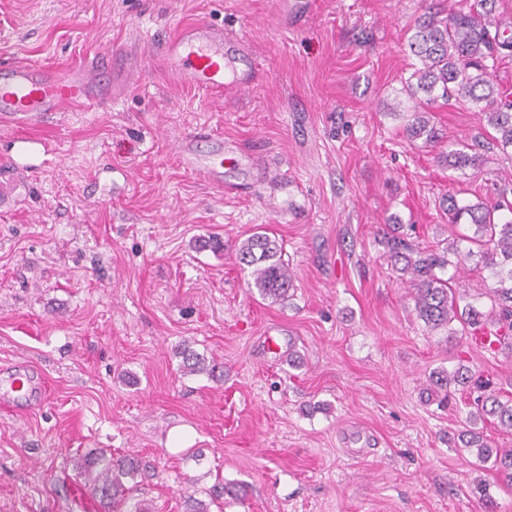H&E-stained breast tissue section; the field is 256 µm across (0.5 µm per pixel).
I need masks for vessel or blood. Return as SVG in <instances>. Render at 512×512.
Instances as JSON below:
<instances>
[{"label": "vessel or blood", "instance_id": "vessel-or-blood-1", "mask_svg": "<svg viewBox=\"0 0 512 512\" xmlns=\"http://www.w3.org/2000/svg\"><path fill=\"white\" fill-rule=\"evenodd\" d=\"M160 68L178 85L200 92H223L224 32L210 24H193L166 40L157 54L127 57L105 50L90 62L65 70L31 64L16 58L0 63V124L18 128L19 146L31 143L26 129L32 124L72 111L83 104L104 105L147 70ZM182 168L204 181H221L223 153L203 157L195 138L183 136L177 145Z\"/></svg>", "mask_w": 512, "mask_h": 512}]
</instances>
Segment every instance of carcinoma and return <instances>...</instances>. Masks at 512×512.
Returning <instances> with one entry per match:
<instances>
[{
  "label": "carcinoma",
  "instance_id": "obj_1",
  "mask_svg": "<svg viewBox=\"0 0 512 512\" xmlns=\"http://www.w3.org/2000/svg\"><path fill=\"white\" fill-rule=\"evenodd\" d=\"M500 0H458V6L445 9L430 5L409 29L407 44L417 59L411 73L401 81L400 94L412 102L413 118L406 126L409 138L436 143L438 132L426 114L440 102L453 98L471 102L485 114L496 131L493 145L512 149V94L497 88L493 73L498 63L512 56V16L499 10ZM479 141L459 140L448 144L438 162L456 170L476 167L483 158L474 152ZM442 208L451 223L473 227L472 235L454 239L443 250L421 249L401 232L399 218L391 216L382 229L381 243L393 267L401 273V283L412 291L415 310L424 324L437 329L458 321L473 333L476 344L485 351L492 346L512 354V203L505 193L491 201L462 204L454 194L442 199ZM238 264L251 269L254 286L260 294L275 301L288 298L293 275L281 258V248L265 232L249 236L236 252ZM476 261L490 272L492 284L473 295L452 288L459 270ZM186 373L213 374L215 365L190 346L178 351ZM433 384L448 390L455 386L472 397L474 409L462 420L458 438L464 448L476 449L480 465H490L498 482L512 488V448H491L477 428L478 422L493 423L512 430V402L501 399V392L490 389L482 375L460 363L452 371L435 373ZM79 475L91 495L109 512H143L136 499L137 478L142 463L121 455L108 459L89 453L77 463Z\"/></svg>",
  "mask_w": 512,
  "mask_h": 512
}]
</instances>
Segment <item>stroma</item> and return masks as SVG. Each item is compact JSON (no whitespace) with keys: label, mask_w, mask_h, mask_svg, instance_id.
I'll return each mask as SVG.
<instances>
[{"label":"stroma","mask_w":512,"mask_h":512,"mask_svg":"<svg viewBox=\"0 0 512 512\" xmlns=\"http://www.w3.org/2000/svg\"><path fill=\"white\" fill-rule=\"evenodd\" d=\"M425 0H0V60L72 66L138 37L154 53L208 22L260 69L221 96L158 72L105 106L32 128L12 163L0 127V377H41L43 399L0 408V512H102L75 467L89 452L149 470L144 512H512V489L451 439L467 412L431 376L465 363L492 388L512 357L453 322L419 319L378 232L398 215L422 246L452 240L442 197L497 186L512 152L462 171L390 112L414 61ZM451 138L490 140L477 108L432 114ZM224 140V184L177 159L179 138ZM275 238L293 274L262 298L235 247ZM223 239L215 253L201 237ZM189 344L219 366L187 374ZM296 366H289V354ZM191 435L173 445L176 432Z\"/></svg>","instance_id":"obj_1"}]
</instances>
